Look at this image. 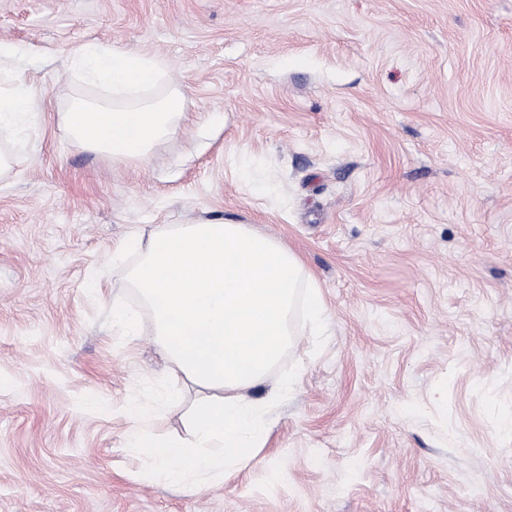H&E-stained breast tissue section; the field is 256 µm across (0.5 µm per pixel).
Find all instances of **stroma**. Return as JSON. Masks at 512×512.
I'll return each instance as SVG.
<instances>
[{
    "instance_id": "35a3bbf8",
    "label": "stroma",
    "mask_w": 512,
    "mask_h": 512,
    "mask_svg": "<svg viewBox=\"0 0 512 512\" xmlns=\"http://www.w3.org/2000/svg\"><path fill=\"white\" fill-rule=\"evenodd\" d=\"M0 512H512V0H0ZM88 42L167 64L190 117L148 161L63 119ZM248 224L329 319L257 458L192 495L144 480L128 406L186 435L130 242ZM137 320L112 325L113 304ZM37 109L36 103L25 93L21 86L13 92L0 95V128L23 121Z\"/></svg>"
}]
</instances>
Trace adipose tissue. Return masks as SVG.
I'll return each mask as SVG.
<instances>
[{
    "label": "adipose tissue",
    "mask_w": 512,
    "mask_h": 512,
    "mask_svg": "<svg viewBox=\"0 0 512 512\" xmlns=\"http://www.w3.org/2000/svg\"><path fill=\"white\" fill-rule=\"evenodd\" d=\"M134 245L141 260L129 283L152 312L154 345L205 397L186 439L151 433L144 412L129 408L127 446L150 460L148 480L200 494L264 448L270 409L296 384L290 373L270 377L293 342L292 317L303 311L318 334L325 308L302 261L247 224H176Z\"/></svg>",
    "instance_id": "obj_1"
}]
</instances>
